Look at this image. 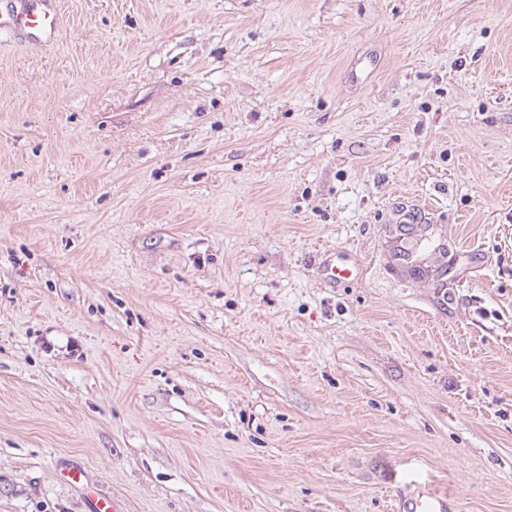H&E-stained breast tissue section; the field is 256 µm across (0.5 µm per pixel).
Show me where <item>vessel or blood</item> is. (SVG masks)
Listing matches in <instances>:
<instances>
[{"instance_id":"1","label":"vessel or blood","mask_w":512,"mask_h":512,"mask_svg":"<svg viewBox=\"0 0 512 512\" xmlns=\"http://www.w3.org/2000/svg\"><path fill=\"white\" fill-rule=\"evenodd\" d=\"M62 15L58 0H0V34L7 33L32 47L53 44ZM450 498L418 487L404 494L402 512H449Z\"/></svg>"}]
</instances>
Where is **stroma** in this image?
<instances>
[{
    "label": "stroma",
    "instance_id": "1",
    "mask_svg": "<svg viewBox=\"0 0 512 512\" xmlns=\"http://www.w3.org/2000/svg\"><path fill=\"white\" fill-rule=\"evenodd\" d=\"M60 6L0 37V512H512V0ZM450 497L425 487H416L404 494L401 512H450Z\"/></svg>",
    "mask_w": 512,
    "mask_h": 512
}]
</instances>
